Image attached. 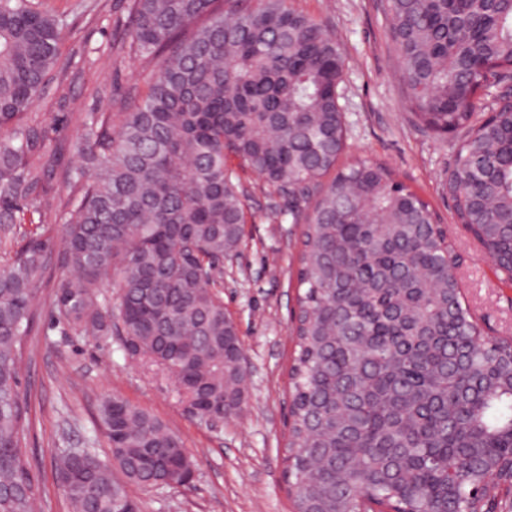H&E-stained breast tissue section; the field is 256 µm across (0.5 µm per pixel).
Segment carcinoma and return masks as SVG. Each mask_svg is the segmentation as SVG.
<instances>
[{"mask_svg":"<svg viewBox=\"0 0 512 512\" xmlns=\"http://www.w3.org/2000/svg\"><path fill=\"white\" fill-rule=\"evenodd\" d=\"M410 110L466 131L448 185L458 219L512 280V100L474 123L488 77L512 81V0H384ZM67 18L0 0V512H35L23 452V344L45 288L80 337L117 334L182 401L222 418L246 399L238 330L213 291L239 244L238 158L304 224L291 368L296 512H494L512 491V340L481 336L429 203L383 163L336 169L344 57L288 0H131L127 55L160 58L120 112L97 91L60 166L34 108L63 90ZM117 281V303L103 292ZM97 424L110 459L62 448L73 512H139L126 485L193 468L181 439L119 396Z\"/></svg>","mask_w":512,"mask_h":512,"instance_id":"obj_1","label":"carcinoma"}]
</instances>
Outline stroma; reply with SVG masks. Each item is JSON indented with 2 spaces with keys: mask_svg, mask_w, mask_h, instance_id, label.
<instances>
[{
  "mask_svg": "<svg viewBox=\"0 0 512 512\" xmlns=\"http://www.w3.org/2000/svg\"><path fill=\"white\" fill-rule=\"evenodd\" d=\"M73 24L62 65L72 79L66 97L48 95L36 111L50 147H61L60 165L74 163L84 113L106 89L124 101L146 89L149 63H113L123 38L130 0H91L79 14L75 0H42ZM322 21L344 58L341 104L347 126L344 162L385 163L397 180L430 202L453 250L461 258L463 296L484 333L512 336V284L504 282L472 235L458 224L446 182L460 134L438 135L409 110L401 67L389 48L381 0H288ZM245 222L237 249L224 259L216 293L236 323L246 358L247 399L240 416L213 422L191 417L172 381L130 358L121 337H77L41 316L29 337L21 392L28 403L26 456L38 478L39 512H70L55 474L58 449L93 442L107 456L96 424L101 399L123 397L163 421L182 440L195 469L191 487L144 490L128 485L140 512H295L286 473L290 421L289 369L296 354L292 314L297 307L301 225L288 199L250 169L237 168Z\"/></svg>",
  "mask_w": 512,
  "mask_h": 512,
  "instance_id": "35a3bbf8",
  "label": "stroma"
}]
</instances>
